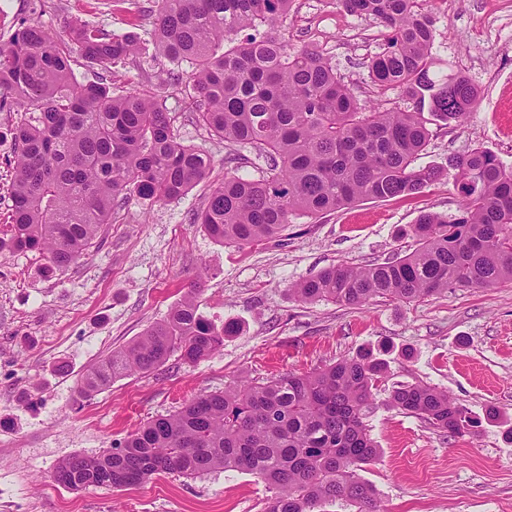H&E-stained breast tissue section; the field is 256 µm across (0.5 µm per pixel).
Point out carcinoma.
Masks as SVG:
<instances>
[{"instance_id":"carcinoma-1","label":"carcinoma","mask_w":512,"mask_h":512,"mask_svg":"<svg viewBox=\"0 0 512 512\" xmlns=\"http://www.w3.org/2000/svg\"><path fill=\"white\" fill-rule=\"evenodd\" d=\"M293 0H154L159 51L187 75L197 121L224 141V182L194 217L224 246L280 238L295 217L317 216L360 200L420 193L444 177L414 162L427 124H458L476 104L471 80L430 77L433 45L428 0H340L347 12L385 31L369 59L380 91L399 89L410 109L359 101L336 67L282 32ZM71 46L42 26L20 21L0 44V112H18L12 128V214L3 251H36L63 270L92 247L116 208L132 199L169 202L205 178L207 155L183 145L159 94L117 95L107 75L80 82L71 54L106 66L139 51L135 37L89 22L70 31ZM242 167L257 176L244 178ZM463 198L459 213H423L413 225L419 248L382 264L332 266L289 291L300 301L361 307L377 297L417 302L452 288L512 281V167L481 148L448 158ZM199 284L125 346L91 365L76 383L80 400L132 375L150 374L171 356L197 363L240 331L199 311ZM384 362L343 358L306 374L243 382L202 395L150 420L97 456L74 455L54 479L69 490L140 485L154 475L197 476L240 470L271 495L262 512H318L342 500L356 512H380L359 471L379 449L366 419L378 407ZM385 405L429 421L450 437L478 421L448 393L422 383L392 387Z\"/></svg>"}]
</instances>
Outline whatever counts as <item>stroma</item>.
<instances>
[{"label": "stroma", "mask_w": 512, "mask_h": 512, "mask_svg": "<svg viewBox=\"0 0 512 512\" xmlns=\"http://www.w3.org/2000/svg\"><path fill=\"white\" fill-rule=\"evenodd\" d=\"M147 3L0 0V42L24 19L62 42L80 20L135 36L140 53L109 68L113 91L136 86L163 95L179 141L212 160L208 176L180 199L128 202L66 270L49 269L36 252L0 255V512H261L264 483L240 471L162 474L124 491L68 490L54 472L63 459L99 454L235 380L314 372L363 354L385 362V388L431 385L481 421L476 434L451 438L380 408L369 420L380 455L361 476L384 512H512V281L410 304L377 298L362 308L304 303L289 291L332 265L381 264L415 251L420 213L460 209L453 181L297 219L284 241L243 249L216 243L193 218L224 180V143L196 121L152 24L138 19ZM431 15V77L467 76L479 100L462 125H431L417 166L443 165L476 147L512 166V0H434ZM284 26L294 44L332 58L356 98L407 107L400 90L378 92L368 77L366 63L383 43L372 19L339 0H294ZM199 277L201 312L219 325L239 323L241 333L199 363L174 356L75 404L86 369L162 320ZM491 407L496 416H488Z\"/></svg>", "instance_id": "stroma-1"}]
</instances>
